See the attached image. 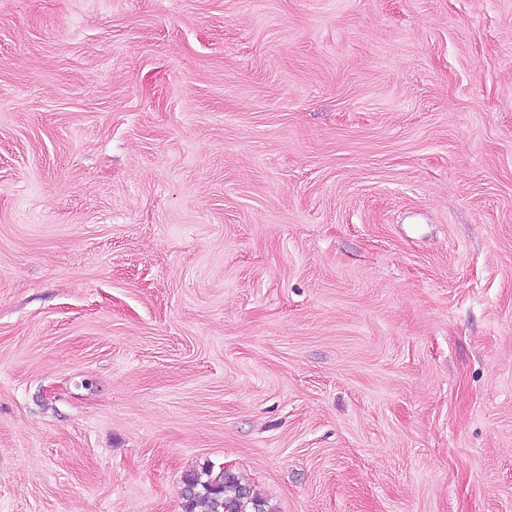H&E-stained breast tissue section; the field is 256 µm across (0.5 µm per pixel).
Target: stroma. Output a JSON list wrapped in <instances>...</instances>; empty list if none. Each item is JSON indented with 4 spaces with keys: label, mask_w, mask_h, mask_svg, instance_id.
Masks as SVG:
<instances>
[{
    "label": "stroma",
    "mask_w": 512,
    "mask_h": 512,
    "mask_svg": "<svg viewBox=\"0 0 512 512\" xmlns=\"http://www.w3.org/2000/svg\"><path fill=\"white\" fill-rule=\"evenodd\" d=\"M512 512V0H0V512ZM206 472L205 481L198 473L184 476L183 512H269L265 501L235 474Z\"/></svg>",
    "instance_id": "1"
}]
</instances>
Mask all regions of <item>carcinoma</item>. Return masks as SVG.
I'll return each instance as SVG.
<instances>
[{"mask_svg":"<svg viewBox=\"0 0 512 512\" xmlns=\"http://www.w3.org/2000/svg\"><path fill=\"white\" fill-rule=\"evenodd\" d=\"M190 473L183 479V512H271L235 474Z\"/></svg>","mask_w":512,"mask_h":512,"instance_id":"1","label":"carcinoma"}]
</instances>
